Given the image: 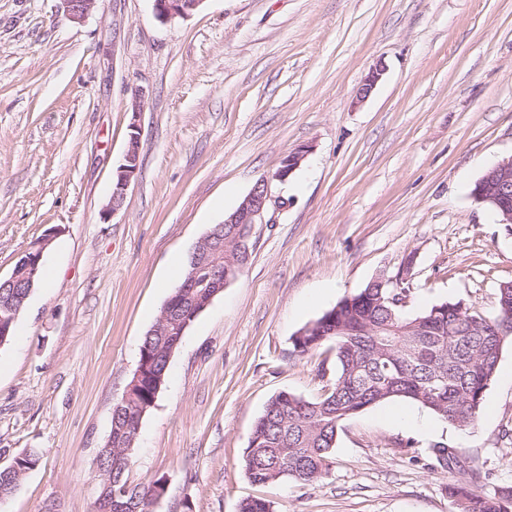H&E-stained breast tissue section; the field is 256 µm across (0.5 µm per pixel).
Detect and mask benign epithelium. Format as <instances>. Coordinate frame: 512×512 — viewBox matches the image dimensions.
<instances>
[{
    "instance_id": "1",
    "label": "benign epithelium",
    "mask_w": 512,
    "mask_h": 512,
    "mask_svg": "<svg viewBox=\"0 0 512 512\" xmlns=\"http://www.w3.org/2000/svg\"><path fill=\"white\" fill-rule=\"evenodd\" d=\"M98 2L99 0H61L67 15L76 23L82 22L97 7ZM205 2L206 0H154V9L158 18L168 21L188 15ZM383 74L384 67L380 64L369 70L363 83L357 89L356 102L362 103L371 95ZM131 130L123 162L116 171L118 184L115 194L110 196L103 210V214L107 217L115 215L122 208L126 192L139 171L141 146L137 145V142L140 141V134H138V127L134 124L131 125ZM308 153L309 149L305 146L288 153L283 158L282 166L275 174V178L280 181L287 180L300 167ZM473 195L480 202L498 208L503 216L501 223L512 224V157L502 160L489 169L477 182ZM269 201L268 181L262 178L257 181L240 206L224 218V223L208 232L194 249L193 271L183 284V288L189 297L192 296L195 288L207 290V300L203 301L197 298L192 303V307L197 309V312L200 313L206 309L215 295L224 291V288L235 280V275L231 272L224 273L206 264L208 244L224 238V225L226 224H246L248 229H253L254 224L258 223L267 211ZM50 241L51 236L46 235L33 242L20 255L10 274L5 278L0 277V289L16 286L34 288V275L37 266Z\"/></svg>"
}]
</instances>
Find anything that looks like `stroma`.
<instances>
[{
	"instance_id": "35a3bbf8",
	"label": "stroma",
	"mask_w": 512,
	"mask_h": 512,
	"mask_svg": "<svg viewBox=\"0 0 512 512\" xmlns=\"http://www.w3.org/2000/svg\"><path fill=\"white\" fill-rule=\"evenodd\" d=\"M385 73L370 97L368 71ZM141 166L104 217L131 125ZM309 153L286 181L274 173ZM512 156V0H206L163 21L153 0H0V276L47 232L35 288L0 347V466L38 465L0 512H93L96 456L143 337L181 283L175 261L268 178L273 203L240 275L195 319L144 416L128 478L163 479L154 512H455L450 484L512 487V344L470 425L400 402L341 425L330 472L252 484L244 451L268 400L313 399L333 344L292 338L375 278L408 270L414 315L464 301L496 314L512 226L478 202ZM460 452L443 469L433 444Z\"/></svg>"
}]
</instances>
